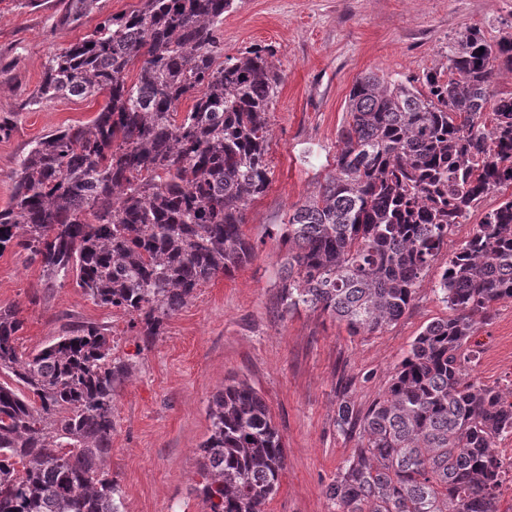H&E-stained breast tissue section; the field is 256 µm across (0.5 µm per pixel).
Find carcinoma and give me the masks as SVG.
<instances>
[{"mask_svg": "<svg viewBox=\"0 0 512 512\" xmlns=\"http://www.w3.org/2000/svg\"><path fill=\"white\" fill-rule=\"evenodd\" d=\"M235 5L141 0L51 57L38 100L106 91L108 101L93 120L33 143L0 209V253H27L50 287L76 275L95 303L131 316L144 349L196 288L255 256L242 224L270 182L282 76L269 46L224 55ZM503 71L512 34L490 42L470 28L448 72L428 71L418 86L359 78L334 169L277 230L288 246L284 312L306 306L371 334L404 314L454 218L500 194L444 265L437 291L449 317L415 337L363 417L338 405L337 426L361 424L362 443L326 485L334 512H497L486 489L512 403L470 374L466 344L512 299V92L491 91ZM23 324L18 307H0V512H124L107 462L113 395L132 364L93 323L24 355ZM209 418L208 512H266L286 457L264 399L245 382L227 385Z\"/></svg>", "mask_w": 512, "mask_h": 512, "instance_id": "carcinoma-1", "label": "carcinoma"}]
</instances>
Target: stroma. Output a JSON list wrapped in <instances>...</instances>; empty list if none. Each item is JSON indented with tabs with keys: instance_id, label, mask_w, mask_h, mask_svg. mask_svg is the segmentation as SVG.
Here are the masks:
<instances>
[{
	"instance_id": "1",
	"label": "stroma",
	"mask_w": 512,
	"mask_h": 512,
	"mask_svg": "<svg viewBox=\"0 0 512 512\" xmlns=\"http://www.w3.org/2000/svg\"><path fill=\"white\" fill-rule=\"evenodd\" d=\"M140 0H0V208L12 173L31 144L94 118L107 93L36 101L46 61L90 34L103 19L139 9ZM512 24V0H238L222 28L224 53L272 46L282 75L270 111L271 180L248 206L242 230L255 256L231 275L200 285L147 350L127 314L95 304L74 280L45 287L39 263L10 247L0 253V306L18 305L23 353L73 325L108 329L132 370L113 398L115 429L107 466L125 512H206L200 444L210 434L209 404L225 385L246 382L265 400L285 445L286 466L266 512H330L325 486L362 442L341 431L337 406L365 413L378 400L414 338L449 310L436 290L444 260L496 207L488 196L454 227L404 314L380 331L349 335L329 315L278 307L276 235L291 207L318 192L333 169L338 131L353 84L373 72L416 80L447 69L459 32L487 39ZM475 339L473 374L512 399V299L499 302Z\"/></svg>"
}]
</instances>
